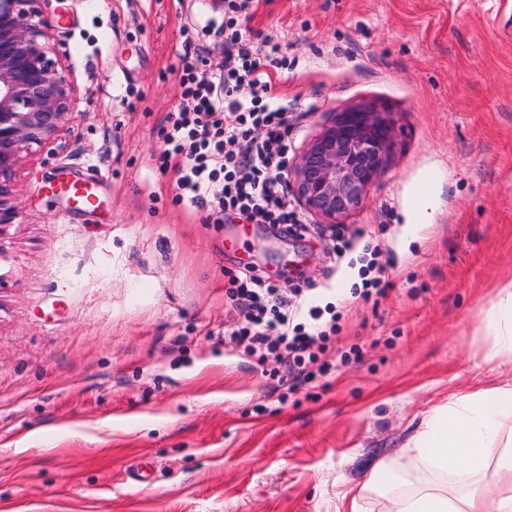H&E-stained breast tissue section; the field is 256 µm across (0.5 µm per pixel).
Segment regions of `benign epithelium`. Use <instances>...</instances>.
Here are the masks:
<instances>
[{
  "mask_svg": "<svg viewBox=\"0 0 512 512\" xmlns=\"http://www.w3.org/2000/svg\"><path fill=\"white\" fill-rule=\"evenodd\" d=\"M44 0H0V197L31 146L50 144L74 110L76 90L51 55ZM392 113L357 106L323 126L290 170L298 203L330 224L363 203L390 164L396 146Z\"/></svg>",
  "mask_w": 512,
  "mask_h": 512,
  "instance_id": "1",
  "label": "benign epithelium"
}]
</instances>
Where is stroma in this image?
Segmentation results:
<instances>
[{"mask_svg":"<svg viewBox=\"0 0 512 512\" xmlns=\"http://www.w3.org/2000/svg\"><path fill=\"white\" fill-rule=\"evenodd\" d=\"M45 8L77 103L63 149L32 147L0 197V512H339L433 407L501 382L484 311L512 284V0H258L293 154L360 104L398 128L360 208H298L289 231L175 202L152 161L202 0ZM67 176L99 178L96 211L51 192ZM340 234L383 247L379 304L352 299ZM251 271L345 299L335 345L362 359L293 390L263 372L224 333Z\"/></svg>","mask_w":512,"mask_h":512,"instance_id":"1","label":"stroma"}]
</instances>
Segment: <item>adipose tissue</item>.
Masks as SVG:
<instances>
[{
  "label": "adipose tissue",
  "instance_id": "1",
  "mask_svg": "<svg viewBox=\"0 0 512 512\" xmlns=\"http://www.w3.org/2000/svg\"><path fill=\"white\" fill-rule=\"evenodd\" d=\"M486 364L502 385L451 398L425 417L401 461L379 462L346 512H512V289L486 310Z\"/></svg>",
  "mask_w": 512,
  "mask_h": 512
}]
</instances>
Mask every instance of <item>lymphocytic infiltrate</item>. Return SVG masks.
<instances>
[{"instance_id": "1", "label": "lymphocytic infiltrate", "mask_w": 512, "mask_h": 512, "mask_svg": "<svg viewBox=\"0 0 512 512\" xmlns=\"http://www.w3.org/2000/svg\"><path fill=\"white\" fill-rule=\"evenodd\" d=\"M256 0H224V64L198 71L209 46L192 37L182 42L186 64L179 77L182 107L160 127V171L177 175L176 201L216 215H240L254 224L297 225L281 192L288 171L292 125L287 104L273 92V76L287 68L278 42L256 48L242 20ZM383 250L374 247L358 269L355 297L375 303L388 283ZM227 291L237 311L230 335L244 343L257 366L282 368L290 385L325 376L324 355L341 330V313L325 314L302 297L252 276L231 277Z\"/></svg>"}]
</instances>
